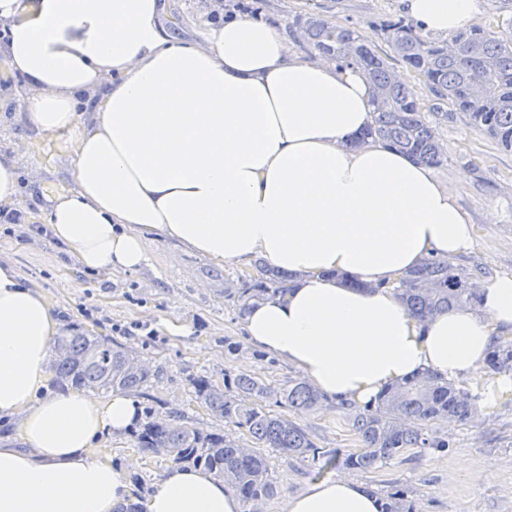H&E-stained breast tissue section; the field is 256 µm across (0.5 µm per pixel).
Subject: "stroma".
<instances>
[{
    "label": "stroma",
    "mask_w": 512,
    "mask_h": 512,
    "mask_svg": "<svg viewBox=\"0 0 512 512\" xmlns=\"http://www.w3.org/2000/svg\"><path fill=\"white\" fill-rule=\"evenodd\" d=\"M275 16L284 35L294 34L297 17L312 15L360 31L387 56L392 70L404 73L423 107L433 97L421 77L390 55L384 22L402 16L399 0H225L226 15L241 11ZM25 89L0 86V152L14 156L20 189L29 211L45 194L74 187L70 173L71 138H48L27 126L16 112ZM447 160L438 176L469 212L475 235L472 249L454 265L485 280L512 273V151L470 129L463 119L434 120ZM39 182H30L32 173ZM41 222L0 224V255L10 258L26 280L40 287L62 320L63 330L80 329L111 339L145 361L155 377L138 394L141 407L163 418L179 412L188 425L208 432L228 426L197 402L192 382L223 384L225 376L247 373L278 387L299 378L298 370L241 341L244 316L240 289L256 277L255 268L219 266L207 258L164 241L151 248L145 267L134 272H87ZM180 319L186 335L173 336L164 322ZM469 387L482 403L477 420L439 421L432 432L448 441L445 450L416 448L369 472L348 468L345 457L359 446L343 413L326 404L297 415L322 456L317 465L272 454V494L261 512H282L287 495L315 480L345 475L366 489L382 493L408 489L418 512H512V391L487 402V389L476 380ZM96 455L131 464L138 495H145L169 464L167 457L143 453L132 437L104 443Z\"/></svg>",
    "instance_id": "obj_1"
}]
</instances>
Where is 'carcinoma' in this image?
<instances>
[{
	"instance_id": "cac0c4a2",
	"label": "carcinoma",
	"mask_w": 512,
	"mask_h": 512,
	"mask_svg": "<svg viewBox=\"0 0 512 512\" xmlns=\"http://www.w3.org/2000/svg\"><path fill=\"white\" fill-rule=\"evenodd\" d=\"M496 3L503 18L499 32L472 28L434 42L401 21H390L385 34L393 53L423 78L437 100L432 105L435 116L448 121L459 114L468 126L512 150V0ZM295 24L319 53L366 74L374 105L366 137L394 146L429 167L442 165L443 153L417 94L396 78L359 31L313 16L298 17ZM442 102L452 111H442ZM258 272V279L242 289L241 297L253 300L270 291H286L287 273L263 263L258 264ZM473 280L472 274L448 260L429 258L403 275L396 290L407 311L422 319L438 311L477 306ZM126 358V352L98 337L72 331L58 340L53 371L59 382L79 389L136 392L147 387L155 374L145 365L129 369ZM487 367L498 373L512 371L511 341L494 338ZM193 387L195 398L214 416L246 430L253 442L303 462L319 460L320 451L304 428L265 408L286 405L298 413L319 409L327 399L305 380H292L281 388L237 375L225 377L222 388L202 379ZM477 399L468 388L426 371L362 408L352 402L338 403L360 445L347 455L346 465L370 471L410 448L448 447L447 441L429 432L428 424L444 418L468 422ZM136 439L145 451L166 448L171 462L192 463L227 479L248 506L273 491L266 458L254 449L244 451L242 442L232 435L156 422L149 410ZM379 502L380 512H415L402 489L384 492Z\"/></svg>"
}]
</instances>
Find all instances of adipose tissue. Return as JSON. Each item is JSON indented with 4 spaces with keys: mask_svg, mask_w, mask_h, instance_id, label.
<instances>
[{
    "mask_svg": "<svg viewBox=\"0 0 512 512\" xmlns=\"http://www.w3.org/2000/svg\"><path fill=\"white\" fill-rule=\"evenodd\" d=\"M415 29L448 36L476 0H400ZM165 0H0V61L46 137L71 134L74 188L43 223L78 264L135 271L172 241L215 263L256 256L286 296L250 302L243 342L296 367L334 402H374L423 371L475 377L512 332V275L478 282L474 309L420 320L396 286L428 258L473 244V222L431 167L364 138L372 88L357 68L293 48L280 24L236 16L188 37ZM61 322L0 258V512H119L132 471L93 450L137 423L132 396L49 386ZM144 512H244L236 489L172 464ZM284 512H379L345 476L288 495Z\"/></svg>",
    "mask_w": 512,
    "mask_h": 512,
    "instance_id": "obj_1",
    "label": "adipose tissue"
}]
</instances>
